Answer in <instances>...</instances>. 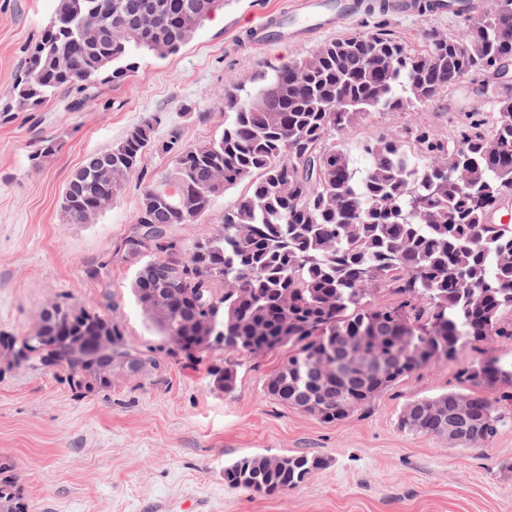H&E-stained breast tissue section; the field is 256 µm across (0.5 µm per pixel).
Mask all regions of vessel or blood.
Wrapping results in <instances>:
<instances>
[{
	"mask_svg": "<svg viewBox=\"0 0 512 512\" xmlns=\"http://www.w3.org/2000/svg\"><path fill=\"white\" fill-rule=\"evenodd\" d=\"M354 0H296L285 12L263 16L254 26L257 46H266L290 36L321 32L340 26L354 18Z\"/></svg>",
	"mask_w": 512,
	"mask_h": 512,
	"instance_id": "vessel-or-blood-1",
	"label": "vessel or blood"
}]
</instances>
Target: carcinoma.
Here are the masks:
<instances>
[{
    "label": "carcinoma",
    "mask_w": 512,
    "mask_h": 512,
    "mask_svg": "<svg viewBox=\"0 0 512 512\" xmlns=\"http://www.w3.org/2000/svg\"><path fill=\"white\" fill-rule=\"evenodd\" d=\"M499 7L468 14L457 31L430 34L419 48L381 29L356 32L270 68L252 87L229 85L230 119L206 144L157 140L161 117L150 115L86 158L65 187L64 212L72 224L93 223L103 213L98 200L114 196L152 153L174 156L172 170L145 188L118 255L138 270L180 266L160 333L183 337L175 351L187 355L224 350L210 376H222L226 395L237 388L236 356L286 348L266 395L335 423L469 345L512 348V224L489 222L512 199V97L489 96L490 125L470 123L452 140L422 129L370 139L359 177L336 142L374 109L425 105L452 82L512 58V16L502 19ZM222 10L224 0H57L27 48L9 109L34 111L64 90L125 78L147 54L175 55ZM57 149L53 138L39 141L31 166ZM244 181L248 191L208 237L180 234ZM198 293L208 308L205 338L196 330ZM109 331L113 352L143 354L111 315L59 302L45 308L36 344L74 387L105 391L112 380L95 362L70 357L67 340ZM461 377L464 392L407 403L399 428L443 437L453 426L466 448L492 441L512 421V360L472 361ZM458 402L468 406L461 417ZM324 465L317 456L248 455L224 467V484L277 498ZM0 512H25L8 463L0 464Z\"/></svg>",
    "instance_id": "cac0c4a2"
}]
</instances>
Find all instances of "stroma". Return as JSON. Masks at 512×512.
I'll return each instance as SVG.
<instances>
[{
  "label": "stroma",
  "mask_w": 512,
  "mask_h": 512,
  "mask_svg": "<svg viewBox=\"0 0 512 512\" xmlns=\"http://www.w3.org/2000/svg\"><path fill=\"white\" fill-rule=\"evenodd\" d=\"M291 2L230 0L178 54L143 60L121 84H98L79 110H71L74 95L64 91L38 111L0 113V334L34 331L51 301L96 309L108 303L125 338L165 363L160 374H113L111 390L88 393L64 375L0 361V461L20 475L27 512H181L188 499L205 512H512V423L471 449L398 426L411 400L461 389L464 364L512 352L494 342L467 347L332 424L265 394L267 376L286 355L282 349L241 357L237 389L227 396L207 374L208 366L223 363V351L202 352L196 361L172 355L135 302L133 266L114 257L147 182L172 168V156L151 155L93 223L66 218L63 193L86 156L118 143L151 114L163 117L158 140L209 142L224 130L226 85L250 84L269 66L353 32L381 26L417 47L426 34L462 24L449 14L373 13L310 40L263 47L244 41L263 14ZM55 6L56 0H0L1 103ZM484 81L474 76L415 110L374 112L337 139L360 170L371 134L420 127L454 137L463 124L488 118ZM48 137L57 138L58 151L32 168L31 151ZM100 265L106 277H92ZM245 454L312 455L325 466L287 495L264 498L224 484L225 464Z\"/></svg>",
  "instance_id": "35a3bbf8"
}]
</instances>
